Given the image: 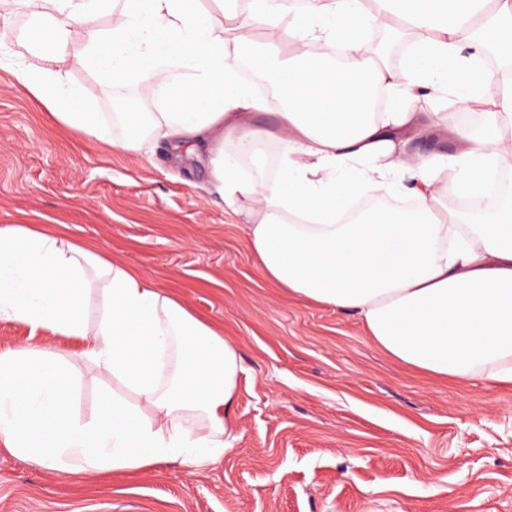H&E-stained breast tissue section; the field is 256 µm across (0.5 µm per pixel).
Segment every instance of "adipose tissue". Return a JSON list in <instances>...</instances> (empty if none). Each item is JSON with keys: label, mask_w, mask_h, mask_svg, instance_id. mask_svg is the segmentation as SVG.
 Segmentation results:
<instances>
[{"label": "adipose tissue", "mask_w": 512, "mask_h": 512, "mask_svg": "<svg viewBox=\"0 0 512 512\" xmlns=\"http://www.w3.org/2000/svg\"><path fill=\"white\" fill-rule=\"evenodd\" d=\"M51 18L34 40L80 47L77 60L120 81L138 76L177 87L161 112L91 111L62 72L18 66L17 86L90 137L140 149L143 134L207 142L211 175L226 203L255 204L248 249L265 277L312 304L356 313L399 361L465 380L512 383V189L492 211L473 214L448 195L478 197L490 175L512 165V77L487 70L493 48L512 67V0H311L296 17L292 52L281 59L276 17L286 0H249L248 19L265 24V44L240 56L270 76L288 128L274 179L242 176L224 149L257 144L253 99L234 74L224 40L198 0H12ZM107 15V30L88 28ZM427 29L398 68L359 58L335 68L314 43L358 50L366 24ZM193 71L177 82L172 66ZM391 92L388 111L369 116L367 89ZM452 92L484 107L488 127L453 131L464 149L450 158V185L437 158L405 147L428 118L409 108L420 93ZM123 134L113 138L112 123ZM404 183L409 210L377 208L344 221L353 197ZM33 330L87 339L82 356L108 372L112 392L82 419L70 369L39 347L0 354V446L70 476L144 472L161 463L202 468L237 438L230 414L243 370L236 345L144 277L69 238L30 224H0V317Z\"/></svg>", "instance_id": "obj_1"}]
</instances>
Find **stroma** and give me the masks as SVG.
<instances>
[{
    "mask_svg": "<svg viewBox=\"0 0 512 512\" xmlns=\"http://www.w3.org/2000/svg\"><path fill=\"white\" fill-rule=\"evenodd\" d=\"M46 23L0 14V224L88 243L234 341L239 437L200 469L162 463L78 477L1 451L0 512H512V383L425 373L379 347L358 316L270 283L244 245L249 203H224L205 147L148 135L126 151L21 92L14 67L52 65L56 46L27 36ZM67 71L95 111L129 93L144 111L164 109L159 85L115 82L73 60ZM410 108L448 119L412 139L413 153L456 156L453 125L486 128L480 108L448 93L418 95ZM278 112L268 102L252 114L262 137L243 159L248 175L277 173L267 153L283 151ZM29 343L71 367L75 408L93 417L112 379L81 358L84 339L0 318V353Z\"/></svg>",
    "mask_w": 512,
    "mask_h": 512,
    "instance_id": "obj_1",
    "label": "stroma"
}]
</instances>
